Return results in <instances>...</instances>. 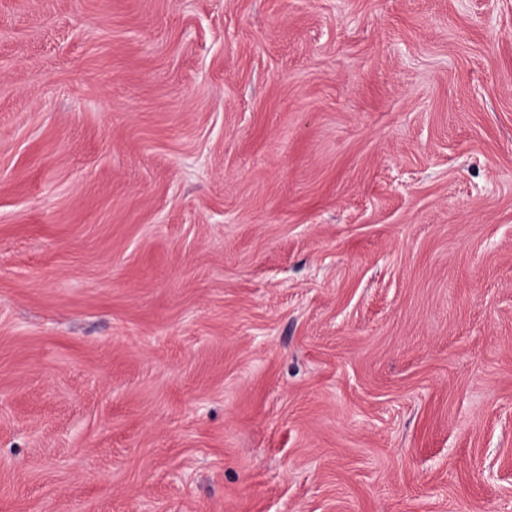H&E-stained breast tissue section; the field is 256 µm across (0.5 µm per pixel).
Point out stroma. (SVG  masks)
I'll return each mask as SVG.
<instances>
[{
  "instance_id": "obj_1",
  "label": "stroma",
  "mask_w": 512,
  "mask_h": 512,
  "mask_svg": "<svg viewBox=\"0 0 512 512\" xmlns=\"http://www.w3.org/2000/svg\"><path fill=\"white\" fill-rule=\"evenodd\" d=\"M0 512H512V0H0Z\"/></svg>"
}]
</instances>
